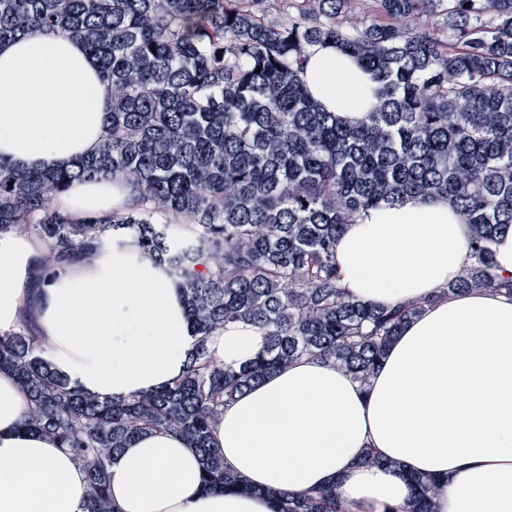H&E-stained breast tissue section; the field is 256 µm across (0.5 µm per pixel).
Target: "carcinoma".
I'll return each mask as SVG.
<instances>
[{"label":"carcinoma","mask_w":512,"mask_h":512,"mask_svg":"<svg viewBox=\"0 0 512 512\" xmlns=\"http://www.w3.org/2000/svg\"><path fill=\"white\" fill-rule=\"evenodd\" d=\"M263 2L0 0V41L44 30L81 40L111 99L93 155L43 171L0 158V234L39 238L50 273L132 239L181 288L198 336L179 380L121 399L55 371L31 325L0 336V368L29 400L23 427L73 452L86 512H117L108 464L152 432L200 450L203 490L244 488L212 446V423L298 359L369 381L424 303L380 308L338 287L336 243L359 213L408 196L448 199L470 225L473 263L446 294H512L491 249L512 229V0H369L378 20L360 29L343 24L349 0H275L276 22ZM404 18L421 23L403 28ZM330 45L377 83L360 125L325 111L300 79L311 49ZM111 177L131 188L124 209L75 222L54 207L72 181ZM231 322L266 336L238 369L207 354V337ZM412 481L402 512H433L437 480ZM274 512L346 509L326 488L281 494Z\"/></svg>","instance_id":"1"}]
</instances>
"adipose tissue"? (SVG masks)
Listing matches in <instances>:
<instances>
[{"label": "adipose tissue", "instance_id": "obj_1", "mask_svg": "<svg viewBox=\"0 0 512 512\" xmlns=\"http://www.w3.org/2000/svg\"><path fill=\"white\" fill-rule=\"evenodd\" d=\"M301 78L326 111L365 119L374 82L340 50L313 48ZM109 104L81 43L53 31L0 43V157L26 169L72 164L96 150ZM128 201L121 181H77L56 206L85 218ZM469 239L445 199L362 212L336 245L340 288L375 306L427 303L369 384L304 358L226 404L212 437L245 491H202L200 456L175 434L136 438L108 469L118 512H274L276 493L327 486L350 512H399L413 472L440 478L436 512H512V296L443 295L471 263ZM41 250L33 236L0 235V334L34 325L46 360L101 398L158 390L184 373L196 338L162 266L128 240L49 275ZM264 344L246 323L207 339L210 359L227 368ZM26 410L17 380L0 370V512H85V471L24 430ZM370 449L396 467L360 464Z\"/></svg>", "mask_w": 512, "mask_h": 512}]
</instances>
